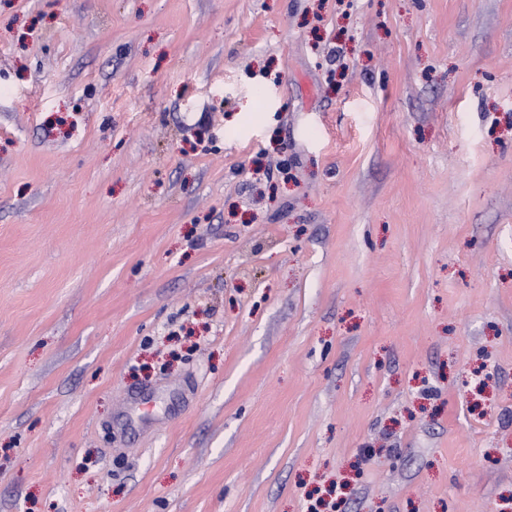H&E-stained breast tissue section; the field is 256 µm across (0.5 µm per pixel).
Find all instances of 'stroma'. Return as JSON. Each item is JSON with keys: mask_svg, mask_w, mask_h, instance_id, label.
I'll use <instances>...</instances> for the list:
<instances>
[{"mask_svg": "<svg viewBox=\"0 0 512 512\" xmlns=\"http://www.w3.org/2000/svg\"><path fill=\"white\" fill-rule=\"evenodd\" d=\"M0 512H512V0H0Z\"/></svg>", "mask_w": 512, "mask_h": 512, "instance_id": "1", "label": "stroma"}]
</instances>
